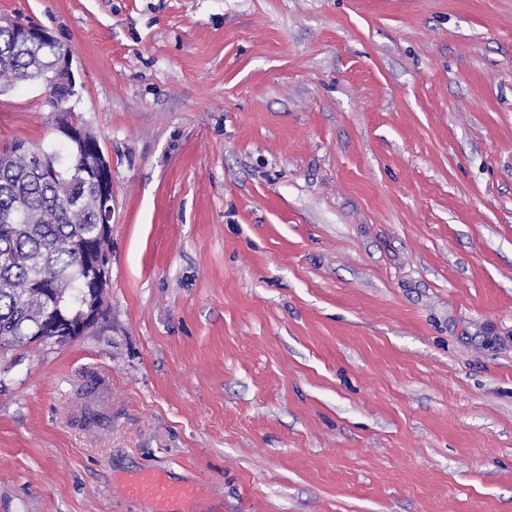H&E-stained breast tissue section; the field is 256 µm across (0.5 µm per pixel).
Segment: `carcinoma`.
<instances>
[{"instance_id": "obj_1", "label": "carcinoma", "mask_w": 512, "mask_h": 512, "mask_svg": "<svg viewBox=\"0 0 512 512\" xmlns=\"http://www.w3.org/2000/svg\"><path fill=\"white\" fill-rule=\"evenodd\" d=\"M68 51L64 44L16 42L0 29V94L49 72ZM39 147L16 140L0 151V353L37 342L41 292L66 314L81 308L86 257L92 256L103 204L93 183L80 178L93 154L88 144L70 149L52 174L41 172ZM85 197L78 211L64 209L70 194Z\"/></svg>"}]
</instances>
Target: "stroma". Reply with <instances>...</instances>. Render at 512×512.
<instances>
[{
  "label": "stroma",
  "instance_id": "1",
  "mask_svg": "<svg viewBox=\"0 0 512 512\" xmlns=\"http://www.w3.org/2000/svg\"><path fill=\"white\" fill-rule=\"evenodd\" d=\"M0 15L112 164L96 321L0 358V512H154L148 469L174 512H512V0ZM54 121L0 95V145ZM69 53L61 56L53 77L47 85L48 96L55 93L57 97V109L54 112H64V116L60 119L59 126L66 124L71 116L80 121L79 117L74 115L71 107H67L68 101L76 94V83L74 73L71 68V58ZM59 92L63 96H59ZM126 492L132 499L152 500L157 512H168L171 502H190L200 494V488L195 484H173L163 471L144 470L130 479Z\"/></svg>",
  "mask_w": 512,
  "mask_h": 512
}]
</instances>
